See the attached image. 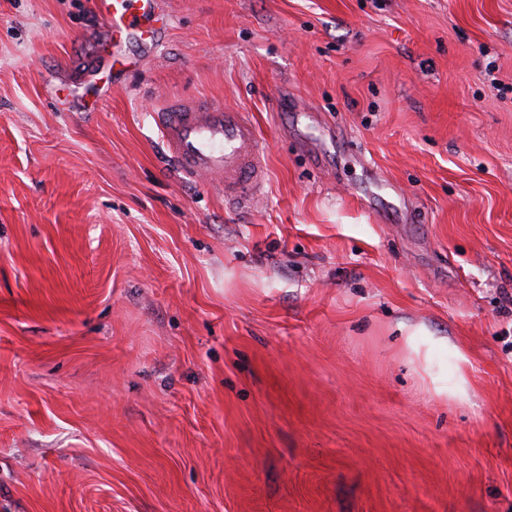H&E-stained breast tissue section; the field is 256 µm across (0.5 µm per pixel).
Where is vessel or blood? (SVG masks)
Returning a JSON list of instances; mask_svg holds the SVG:
<instances>
[{
    "label": "vessel or blood",
    "instance_id": "1",
    "mask_svg": "<svg viewBox=\"0 0 512 512\" xmlns=\"http://www.w3.org/2000/svg\"><path fill=\"white\" fill-rule=\"evenodd\" d=\"M112 30L113 48L164 41L167 27L156 16L157 0H97ZM180 171L193 179L218 177L225 198L251 205L266 178L258 130L247 112L221 102L167 98L153 113Z\"/></svg>",
    "mask_w": 512,
    "mask_h": 512
}]
</instances>
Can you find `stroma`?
<instances>
[{
  "label": "stroma",
  "instance_id": "35a3bbf8",
  "mask_svg": "<svg viewBox=\"0 0 512 512\" xmlns=\"http://www.w3.org/2000/svg\"><path fill=\"white\" fill-rule=\"evenodd\" d=\"M159 8L0 0V512H512V0ZM157 1L97 0L99 14L112 29L113 55L127 43L154 45L164 41L167 27L155 14ZM153 116L184 175L216 176L224 199L253 204L266 178V159L247 112L223 102L166 98Z\"/></svg>",
  "mask_w": 512,
  "mask_h": 512
}]
</instances>
